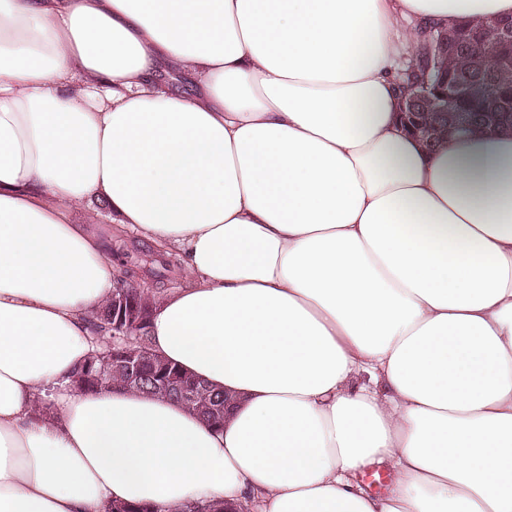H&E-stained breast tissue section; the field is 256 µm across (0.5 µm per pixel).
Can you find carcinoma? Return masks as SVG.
Returning <instances> with one entry per match:
<instances>
[{
	"label": "carcinoma",
	"mask_w": 512,
	"mask_h": 512,
	"mask_svg": "<svg viewBox=\"0 0 512 512\" xmlns=\"http://www.w3.org/2000/svg\"><path fill=\"white\" fill-rule=\"evenodd\" d=\"M495 21L488 22L489 28L477 31L465 23L453 27L457 56L463 63V69L450 67L439 73L434 50L428 39L415 47L403 73L402 90L404 94L401 121L403 127L413 133L429 123L438 122L442 135L435 142L442 143L445 138L458 131L472 129L490 130L512 129V82L500 79L490 68L479 69L473 63L480 60L494 61L512 54V42L503 43L495 38ZM471 81L485 86V93L479 99H470L448 108V117L442 118L430 111L431 100L441 91L460 82ZM496 126H491V122ZM180 267L176 255L161 249H148L135 253L131 262H120L119 271L123 288L127 289L138 303L152 308L156 298L173 285ZM138 317L131 314L127 319L128 332L133 338L132 349L145 356V363L153 365L148 332L141 326H134ZM90 331L97 338L112 335V302H107L90 318ZM224 394L209 390L208 406L202 411L212 420L224 413Z\"/></svg>",
	"instance_id": "obj_1"
}]
</instances>
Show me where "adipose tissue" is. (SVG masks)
<instances>
[{
	"label": "adipose tissue",
	"instance_id": "obj_1",
	"mask_svg": "<svg viewBox=\"0 0 512 512\" xmlns=\"http://www.w3.org/2000/svg\"><path fill=\"white\" fill-rule=\"evenodd\" d=\"M508 17L0 0V512H512V133L426 148L397 79L423 30ZM103 210L181 257L151 347L224 391L223 426L72 389L115 286ZM392 478V473L388 469L375 466L359 473L356 480L370 494L383 495L390 486Z\"/></svg>",
	"mask_w": 512,
	"mask_h": 512
}]
</instances>
